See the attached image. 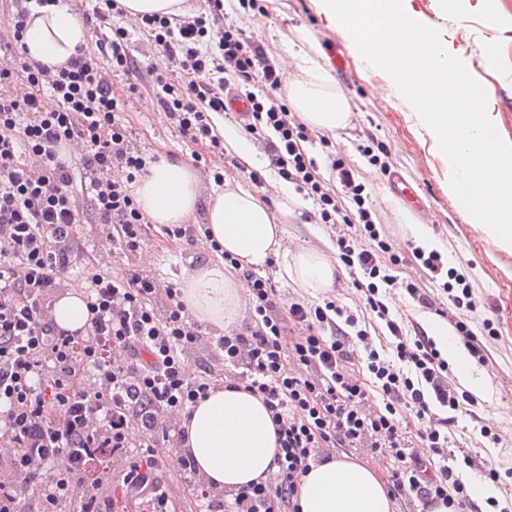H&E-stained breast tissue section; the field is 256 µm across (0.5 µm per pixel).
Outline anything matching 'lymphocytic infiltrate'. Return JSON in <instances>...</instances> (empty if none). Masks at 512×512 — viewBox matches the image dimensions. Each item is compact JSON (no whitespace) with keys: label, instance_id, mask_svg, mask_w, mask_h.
<instances>
[{"label":"lymphocytic infiltrate","instance_id":"f902f5d3","mask_svg":"<svg viewBox=\"0 0 512 512\" xmlns=\"http://www.w3.org/2000/svg\"><path fill=\"white\" fill-rule=\"evenodd\" d=\"M27 2L0 0L16 48L12 67H0V512H121L126 501L135 512H179L186 496L198 512H300L311 464L352 449L386 460L388 494L403 512H469L454 461L493 480L502 463L455 443L449 429L462 413L489 443L501 437L422 324L392 318L387 305L404 288L487 364L499 332L491 319L474 322L479 300L466 276L439 288L399 282L402 266L438 273L441 254L394 253L356 169L336 154L320 169L310 150L330 147V136L290 111L280 63L228 23L225 0H182L179 13L151 15L104 0L94 37L106 68L83 50L58 67L28 58ZM119 72L138 76L126 94L156 101L172 128L217 155L224 139L213 118L226 95L244 98L242 130L335 229L338 257L385 332L371 333L336 298L282 304L271 277L241 269L247 317L207 335L180 285L134 261L151 236L132 192L146 159L122 117L126 95L112 92ZM82 194L103 227V252L123 268L86 267L77 284L90 318L70 331L53 309L81 260ZM219 389L248 391L271 415L277 469L264 481L219 489L197 472L184 424Z\"/></svg>","mask_w":512,"mask_h":512}]
</instances>
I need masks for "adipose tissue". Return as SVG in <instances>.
Returning a JSON list of instances; mask_svg holds the SVG:
<instances>
[{
    "label": "adipose tissue",
    "mask_w": 512,
    "mask_h": 512,
    "mask_svg": "<svg viewBox=\"0 0 512 512\" xmlns=\"http://www.w3.org/2000/svg\"><path fill=\"white\" fill-rule=\"evenodd\" d=\"M89 30L59 0H32L24 33L28 58L49 65L64 63L85 46ZM306 79L286 82L283 92L308 126L333 132L346 126L350 104L329 91L332 81L322 65L297 52ZM141 210L152 223L180 224L194 212L198 181L185 162L160 161L134 187ZM308 202L290 184L269 202L235 179L224 180L209 195L204 222L219 248L200 266L183 269L181 286L190 311L204 323L231 326L242 302L243 285L226 257L241 267L263 269L276 263V275L309 295L336 286L340 266L330 253L291 248L283 227L288 215ZM189 447L198 471L215 486L239 487L275 471L277 452L271 416L258 397L222 389L200 401L191 413ZM301 512H392L387 488L371 466L342 457L312 465L298 486Z\"/></svg>",
    "instance_id": "obj_1"
}]
</instances>
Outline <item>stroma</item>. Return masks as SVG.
Here are the masks:
<instances>
[{
	"label": "stroma",
	"mask_w": 512,
	"mask_h": 512,
	"mask_svg": "<svg viewBox=\"0 0 512 512\" xmlns=\"http://www.w3.org/2000/svg\"><path fill=\"white\" fill-rule=\"evenodd\" d=\"M247 35L262 40L267 50L287 57L290 47L310 41L312 57L333 73L330 89L347 98L351 113L344 128L336 130L332 141L351 165L359 170L368 201L381 214L391 243L403 244L411 238L409 227L417 223L416 213H405L386 179L370 166L356 149L361 134H373L391 149L395 170L406 175L423 199L427 222L443 256L445 267L465 269L483 306L476 320L497 322L503 341L494 350L488 365L476 366L473 374L482 383L475 394L483 401L482 416L493 428L512 432V255L497 252L481 232L468 224L444 187L443 166L429 152L415 119L405 104L391 92L385 71L360 67L347 42L329 34L318 14V0H271L268 15L243 10L232 18ZM494 44L496 55L486 58L485 44ZM456 47L467 58L471 76L494 88L499 112L498 132L512 138V32L487 27L484 21L467 18L456 35ZM162 111L149 99L131 96L123 117L141 142L146 160L162 158L194 162L202 194L214 183L207 149L187 141L161 118ZM286 234L293 247L333 251V233L328 225L305 216L289 218ZM152 257L150 268L159 278L176 281L178 274L196 259L194 248L167 242L162 226H154L146 249Z\"/></svg>",
	"instance_id": "35a3bbf8"
}]
</instances>
